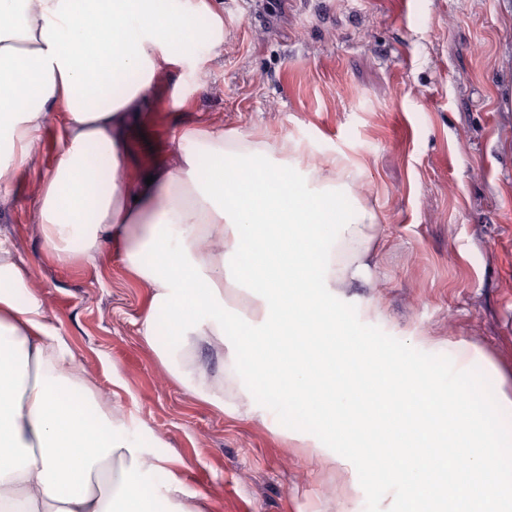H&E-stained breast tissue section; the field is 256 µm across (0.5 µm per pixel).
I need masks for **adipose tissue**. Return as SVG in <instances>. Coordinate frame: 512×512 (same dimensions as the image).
<instances>
[{
    "mask_svg": "<svg viewBox=\"0 0 512 512\" xmlns=\"http://www.w3.org/2000/svg\"><path fill=\"white\" fill-rule=\"evenodd\" d=\"M219 50L224 22L212 0H0V196L31 162L45 112L62 107L60 156L43 179L35 213L52 254L92 258L101 242L152 291L139 334L171 376L217 408L274 421L281 400L321 407L323 439H349L357 466L421 463L451 474L442 492L412 484L423 512H512V482L498 474L492 431L477 433L464 409L478 395L430 369L380 355L337 323L338 289L371 272L377 222L351 195L312 193L311 180L351 178L339 158L265 169L249 191L240 160L272 143L193 129L203 156L159 168L152 184L123 174L121 131L143 111L160 71L181 66L187 40ZM97 168L101 180L83 188ZM251 262L224 267L242 243ZM314 250H304L306 241ZM223 243L225 254L207 249ZM25 271L0 247V512H206L181 469L129 436V422L74 362L35 299L21 301ZM171 320L158 341L156 315ZM221 362L208 378L192 351ZM250 359L254 378L239 372ZM443 413L421 414L418 376ZM164 472L162 489L150 487Z\"/></svg>",
    "mask_w": 512,
    "mask_h": 512,
    "instance_id": "adipose-tissue-1",
    "label": "adipose tissue"
}]
</instances>
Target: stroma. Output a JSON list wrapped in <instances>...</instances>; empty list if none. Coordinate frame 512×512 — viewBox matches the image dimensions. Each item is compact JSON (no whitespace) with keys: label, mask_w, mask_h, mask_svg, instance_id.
<instances>
[{"label":"stroma","mask_w":512,"mask_h":512,"mask_svg":"<svg viewBox=\"0 0 512 512\" xmlns=\"http://www.w3.org/2000/svg\"><path fill=\"white\" fill-rule=\"evenodd\" d=\"M222 0L224 44L159 75L135 116L126 181L199 153L183 130L288 143L279 165L344 156L378 216L368 280L337 301L353 335L457 384L480 381L475 413L505 438L512 480V0ZM190 109H175L176 98ZM46 113L30 166L0 198V246L78 366L112 395L142 447L179 460L208 512H399L400 476L371 488L350 467L285 442L282 430L219 411L176 381L141 340L149 288L116 249L48 252L36 220L60 152Z\"/></svg>","instance_id":"1"}]
</instances>
